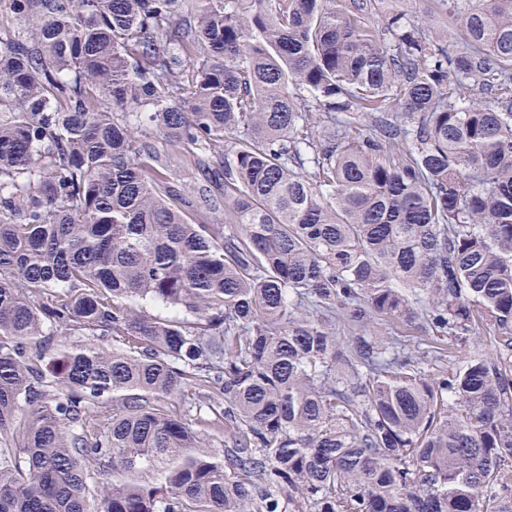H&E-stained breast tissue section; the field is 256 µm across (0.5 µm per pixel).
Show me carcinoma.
Wrapping results in <instances>:
<instances>
[{"mask_svg":"<svg viewBox=\"0 0 512 512\" xmlns=\"http://www.w3.org/2000/svg\"><path fill=\"white\" fill-rule=\"evenodd\" d=\"M399 3L11 0L0 512H512V0ZM402 9L409 15L423 21L436 30L448 28V48H455V40L449 37L452 27L448 20V13L440 10L435 0H403Z\"/></svg>","mask_w":512,"mask_h":512,"instance_id":"obj_1","label":"carcinoma"}]
</instances>
